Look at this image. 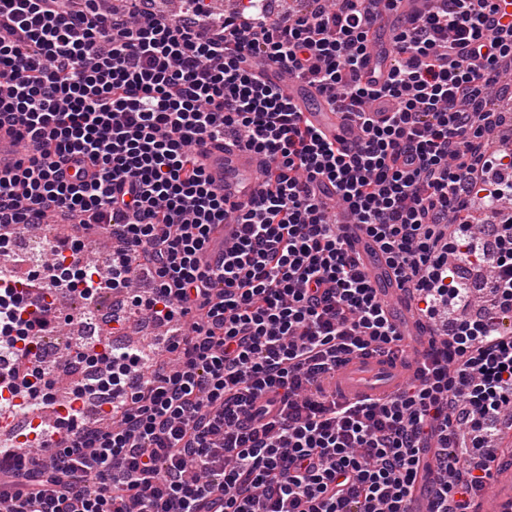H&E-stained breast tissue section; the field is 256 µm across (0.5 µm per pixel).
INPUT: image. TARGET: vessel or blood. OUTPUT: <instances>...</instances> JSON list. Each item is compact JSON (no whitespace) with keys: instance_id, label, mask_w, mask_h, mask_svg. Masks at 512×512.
I'll return each mask as SVG.
<instances>
[{"instance_id":"1","label":"vessel or blood","mask_w":512,"mask_h":512,"mask_svg":"<svg viewBox=\"0 0 512 512\" xmlns=\"http://www.w3.org/2000/svg\"><path fill=\"white\" fill-rule=\"evenodd\" d=\"M280 83L286 94L300 108L307 123L328 138H340L352 145L355 133L345 113L332 109L323 95L304 82L280 71ZM206 171L213 185L223 192L226 200L247 202L262 188L260 173L266 163L264 155L222 141H209L200 147ZM370 282L380 288L389 310H403L400 331L405 336L421 335L417 316L409 309L405 293L394 282L390 269L376 262L366 264ZM418 366L414 358L401 353H375L338 365L330 383L337 404L347 405L364 398L391 396ZM11 399L15 409L0 415V435L12 439L14 448L41 451L45 448V427L63 414L65 400L52 393L31 401L21 396L0 392ZM491 494H479L475 512H512V458L497 456L491 470Z\"/></svg>"}]
</instances>
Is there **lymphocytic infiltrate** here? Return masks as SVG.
I'll use <instances>...</instances> for the list:
<instances>
[{"label": "lymphocytic infiltrate", "mask_w": 512, "mask_h": 512, "mask_svg": "<svg viewBox=\"0 0 512 512\" xmlns=\"http://www.w3.org/2000/svg\"><path fill=\"white\" fill-rule=\"evenodd\" d=\"M174 20L99 0H0V128L23 143L0 173V249L70 216L42 269L0 276V384L36 396L57 372L32 354L108 293L156 325L184 323L158 362L104 363L77 384L47 458L0 454V512H469L512 421V219L474 235L472 198L512 202V154L486 143L512 62V0H433L389 37L383 81L360 78L380 11L403 0H248ZM283 68L346 112L342 148L269 77ZM262 153L255 199L228 203L197 159L208 140ZM361 225L429 332L431 363L395 395L337 406L345 356L402 344L336 218ZM236 232L211 257L212 229ZM68 259L73 278L61 277Z\"/></svg>", "instance_id": "f902f5d3"}]
</instances>
